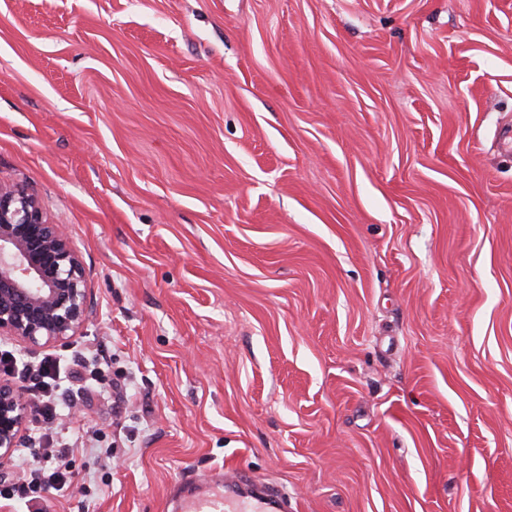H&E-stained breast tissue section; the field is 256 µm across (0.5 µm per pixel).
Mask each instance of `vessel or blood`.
<instances>
[{
    "instance_id": "obj_1",
    "label": "vessel or blood",
    "mask_w": 512,
    "mask_h": 512,
    "mask_svg": "<svg viewBox=\"0 0 512 512\" xmlns=\"http://www.w3.org/2000/svg\"><path fill=\"white\" fill-rule=\"evenodd\" d=\"M237 477V469L228 467L180 485L170 499L172 512H274L273 496L240 493Z\"/></svg>"
}]
</instances>
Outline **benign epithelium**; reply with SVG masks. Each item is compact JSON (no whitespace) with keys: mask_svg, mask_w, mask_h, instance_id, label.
Instances as JSON below:
<instances>
[{"mask_svg":"<svg viewBox=\"0 0 512 512\" xmlns=\"http://www.w3.org/2000/svg\"><path fill=\"white\" fill-rule=\"evenodd\" d=\"M79 255L61 224L21 185H0V335L39 347L64 341L93 317ZM31 405L0 377V458L18 447Z\"/></svg>","mask_w":512,"mask_h":512,"instance_id":"1","label":"benign epithelium"}]
</instances>
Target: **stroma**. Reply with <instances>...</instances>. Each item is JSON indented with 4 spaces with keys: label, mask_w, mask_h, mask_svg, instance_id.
Segmentation results:
<instances>
[{
    "label": "stroma",
    "mask_w": 512,
    "mask_h": 512,
    "mask_svg": "<svg viewBox=\"0 0 512 512\" xmlns=\"http://www.w3.org/2000/svg\"><path fill=\"white\" fill-rule=\"evenodd\" d=\"M507 128L512 0H0V184L95 310L0 336V512H164L227 465L287 512H512ZM45 426L82 491L22 494ZM32 371L33 380H35L33 386L47 397L49 396L48 393L53 391V388L62 387V384L66 381L65 376H61L60 370L53 361L41 362L40 366ZM31 405L16 386L0 376V459L18 448L20 432Z\"/></svg>",
    "instance_id": "obj_1"
}]
</instances>
